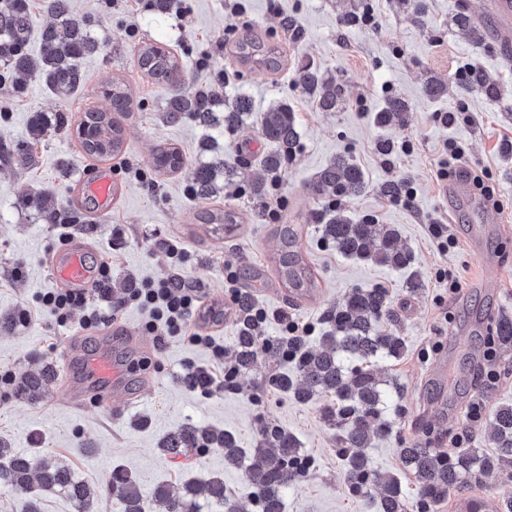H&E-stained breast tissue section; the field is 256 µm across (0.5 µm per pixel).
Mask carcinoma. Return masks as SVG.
Segmentation results:
<instances>
[{
	"instance_id": "carcinoma-1",
	"label": "carcinoma",
	"mask_w": 512,
	"mask_h": 512,
	"mask_svg": "<svg viewBox=\"0 0 512 512\" xmlns=\"http://www.w3.org/2000/svg\"><path fill=\"white\" fill-rule=\"evenodd\" d=\"M46 8L52 21L44 26L39 51L32 54L28 47L29 0H0V85H9L21 93L26 88L27 77L34 76L53 93L72 94L85 85L80 60L102 50L101 43L92 35L95 20L73 18L69 0H46ZM137 49V65L148 77L160 85L174 80L178 72L175 57L148 44H140ZM298 83L319 110L336 109L342 96L341 86L320 69L310 64L304 66L299 71ZM106 94L112 100V111H131L132 97L123 83L112 84ZM406 109L405 101L393 98L384 111L376 113L375 120L385 125ZM253 112L248 96L238 94L221 99L215 89L208 88L192 96H169L162 118L166 123L192 118L206 127L222 124L224 130L235 131L246 124ZM67 123L68 117L63 113L48 117L39 112L31 121L32 139L38 140L50 126L61 127ZM259 125L263 138L283 151L291 152L297 147L300 134L295 112L288 103L279 102L267 108L259 116ZM83 135V148L90 155L115 154L123 148L122 128L105 112L87 116ZM29 154V144L10 145L0 141V162ZM182 166V156L176 149L167 147L157 153L155 167L177 171ZM281 167V154L265 156L262 175L250 183L254 199L260 201L266 196L268 185L279 175ZM236 171L235 164L224 160L202 164L191 174L193 190L203 198L219 197L224 193V181L231 179ZM316 186L332 202L363 192L366 182L362 169L352 159L339 156L317 175ZM25 202L37 209L48 224L61 223L65 215L75 219L70 212L63 214L47 206L39 194L26 195ZM321 233L337 252L350 258L395 269L408 268L414 262L412 253L400 245L397 230L376 223L372 217L355 221L341 209L329 206ZM281 241L279 271L288 288L301 294L315 287L311 267L295 250L293 230L281 228ZM323 321L328 331L321 337L320 349H313L294 337L281 342L278 351L288 353L296 365V375L278 373L271 378V384L300 403L318 401L324 396L332 398L333 402L323 405L322 414L340 429L345 480L357 493L375 491L378 512H407L398 478L373 469L366 454L372 437L387 430L381 418L382 383L368 361L403 357L406 344L398 334L401 316L392 308L386 289L355 287L344 302L324 312ZM494 340L500 345H512V318L503 316L496 322ZM257 342L251 324L243 320L234 346L236 373L255 365ZM52 377L53 371L45 369L26 378L23 387L35 394ZM484 440L487 447L494 449L493 453L478 448L445 453L419 443L400 449L404 467L414 474L421 488L415 512H438L450 489L476 483L494 470L512 469V405L499 406L492 412ZM193 448H220L227 463H241L242 449L236 437L225 431L186 427L169 435L161 445V450L170 455H180ZM312 465V460L300 452L293 435L278 425H268L262 429L259 446L246 466L250 488L247 497L227 494L224 481L212 478L200 485L185 486L180 493L159 486L153 492V501L161 503L164 512H192L187 496L205 492L224 505L225 512H282L283 491ZM1 483L33 500L48 493L62 494L75 502L78 512H92L96 495L93 488L75 478L69 466H52L42 457L16 452L4 443H0ZM111 489L125 503V512H147L149 505L143 489L128 472L113 471Z\"/></svg>"
}]
</instances>
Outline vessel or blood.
Masks as SVG:
<instances>
[{"instance_id": "1", "label": "vessel or blood", "mask_w": 512, "mask_h": 512, "mask_svg": "<svg viewBox=\"0 0 512 512\" xmlns=\"http://www.w3.org/2000/svg\"><path fill=\"white\" fill-rule=\"evenodd\" d=\"M489 17L502 42L512 41V0H490ZM86 194L108 200L112 195V176L102 171L81 180ZM88 246L78 239L70 240L66 248L57 251L52 257L53 273L59 287L86 290L94 287L97 274L89 263ZM123 337L103 341L95 351H84L82 338L73 341L76 354L66 356V363L78 366L79 371L70 378L68 394L75 404L91 402L100 407L110 406L115 397H123L125 404H132L136 396L128 390L129 382L135 374L136 358L117 360L112 350L121 349Z\"/></svg>"}]
</instances>
